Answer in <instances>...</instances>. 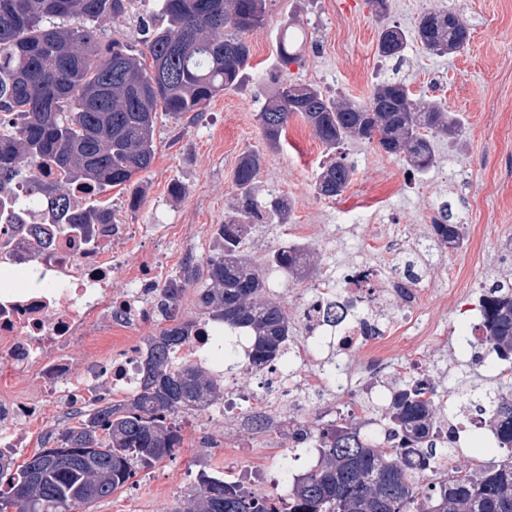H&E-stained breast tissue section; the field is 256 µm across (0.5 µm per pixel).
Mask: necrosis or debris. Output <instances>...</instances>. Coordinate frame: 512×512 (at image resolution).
Returning <instances> with one entry per match:
<instances>
[{
    "instance_id": "necrosis-or-debris-1",
    "label": "necrosis or debris",
    "mask_w": 512,
    "mask_h": 512,
    "mask_svg": "<svg viewBox=\"0 0 512 512\" xmlns=\"http://www.w3.org/2000/svg\"><path fill=\"white\" fill-rule=\"evenodd\" d=\"M40 225L44 241L33 236ZM184 225L148 230L139 224L63 225L55 214L38 211L0 217V264L20 274L21 288L0 289V372L30 377L35 389L21 388L0 396V451L13 454L30 444L29 428L44 418L49 405L76 404L88 391L106 387L132 394L138 388V365L148 352V329L172 314L168 289L178 287L177 273L198 262L194 251L169 254L163 238L183 234ZM386 247L372 262L351 266L344 279L334 276L313 283L299 312L307 338L292 343L265 370L264 391L241 394L235 374H228L224 410L237 425L271 431L283 423L281 405L304 394L320 397L345 393L355 385L346 359L354 350L387 367L394 348L406 350L409 368L422 369V340L401 328L384 326L360 315L339 324L327 336L323 310L339 286L356 289L367 305L381 298L379 284L392 279L403 286L405 272L395 263L399 252L390 227H369ZM137 251V265L125 263ZM122 271L126 289L112 291V275ZM334 339L338 357L325 365L317 358L327 339ZM84 343L88 355L73 358L70 347Z\"/></svg>"
}]
</instances>
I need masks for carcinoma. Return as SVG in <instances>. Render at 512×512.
Listing matches in <instances>:
<instances>
[{
  "instance_id": "obj_1",
  "label": "carcinoma",
  "mask_w": 512,
  "mask_h": 512,
  "mask_svg": "<svg viewBox=\"0 0 512 512\" xmlns=\"http://www.w3.org/2000/svg\"><path fill=\"white\" fill-rule=\"evenodd\" d=\"M379 23L377 53L391 73L370 98L330 97L313 85L280 83L257 114L267 144L281 145L293 116L303 119L331 152L359 140L423 174L437 164L434 139L457 141L464 122L440 102L416 96L400 75L410 43L431 55L464 49L470 27L455 10L430 9L413 31L385 23L388 0H368ZM162 25L147 29L144 48L114 39L104 45L97 23L116 21L130 0H0V209L18 202L49 209L62 224H112L106 204L74 207L71 185L122 186L155 159L158 111L180 118L200 114L226 90L239 87L249 67L250 32L264 25L266 0H157ZM305 32L289 21L280 37L283 65L301 58ZM52 164L59 177L42 182L36 167ZM262 157L240 155L234 170L238 190L232 215L217 229L219 249L185 272L186 285L202 283L198 303L209 320L250 334L248 366L273 363L284 352L292 325L282 305L267 295L266 271L310 275L308 246L283 245L267 270L242 248L253 225L271 217L286 223L291 205L259 197ZM354 165L332 158L315 183L321 198L341 196ZM431 241L456 249L467 236L451 209L441 208ZM484 352L512 361V275L482 287ZM151 337L141 362L139 392L121 402L104 397L76 425L55 433L56 447H42L18 465L0 457V512H88L99 500L129 484L136 469L182 447L176 417L224 399V387L207 369L176 365L174 349L187 339L191 321L173 316ZM485 417L505 459L431 478L427 463L455 452L438 441L434 388L407 381L395 391L385 415L382 441L345 418L311 429H288L294 448H314L316 466L291 484L287 497L261 494L241 483L204 476L197 494L171 512H512V397L488 385L480 400L465 403Z\"/></svg>"
}]
</instances>
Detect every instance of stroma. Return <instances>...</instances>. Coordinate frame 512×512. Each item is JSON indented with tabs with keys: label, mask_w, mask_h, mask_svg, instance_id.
Here are the masks:
<instances>
[{
	"label": "stroma",
	"mask_w": 512,
	"mask_h": 512,
	"mask_svg": "<svg viewBox=\"0 0 512 512\" xmlns=\"http://www.w3.org/2000/svg\"><path fill=\"white\" fill-rule=\"evenodd\" d=\"M389 24L413 30L428 9L463 13L471 39L457 53L432 56L418 46L406 53L402 72L414 93L438 100L465 125L458 142H435L436 166L418 175L397 158L361 141L341 151L356 169L343 195L329 200L314 185L331 158L300 117H292L279 148H269L256 121L280 82L313 84L332 96L367 98L385 66L377 54L378 24L366 0H267L266 20L248 36L251 66L240 88L214 98L199 121L159 114L155 160L124 186L95 191L111 205L120 224H184L186 237L170 238L168 249L214 252V230L230 214L237 189L233 172L248 150L261 154L260 187L289 200L288 223L271 219L254 225L246 247L257 266L281 243L304 238L315 272L343 276L353 262L372 259V224H393L405 249L427 237L429 216L450 205L470 238L461 252L433 249L419 286L427 299L415 309L410 333L437 326L446 347L423 346L422 364L438 393L444 394L486 374L472 363L464 341L466 318L448 295L456 284H478L498 271H512V0H389ZM299 19L307 41L302 63L282 65L278 40L289 18ZM183 194L172 193L173 185ZM140 197L130 209L131 197ZM184 442L173 457L139 470L133 486L95 503L91 512H170L176 501L194 494L199 474L237 481L260 476L263 493L285 495L263 481L264 473L288 466L303 472L312 462L293 455L286 428L266 433L236 430L224 439L223 421L201 413L184 418Z\"/></svg>",
	"instance_id": "35a3bbf8"
}]
</instances>
